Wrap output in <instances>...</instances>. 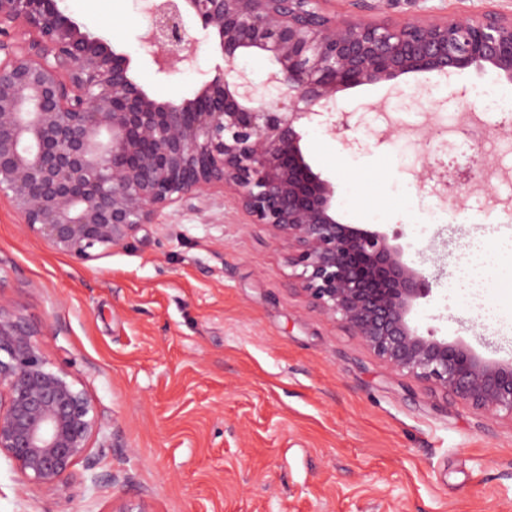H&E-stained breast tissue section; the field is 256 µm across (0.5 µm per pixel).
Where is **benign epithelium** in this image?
Instances as JSON below:
<instances>
[{
    "label": "benign epithelium",
    "mask_w": 512,
    "mask_h": 512,
    "mask_svg": "<svg viewBox=\"0 0 512 512\" xmlns=\"http://www.w3.org/2000/svg\"><path fill=\"white\" fill-rule=\"evenodd\" d=\"M61 0H0V197L23 224L79 263L124 246L164 208L232 188L255 224L292 248L310 303L391 368L485 415L512 414V361L418 332L409 319L432 293L387 234L344 224L336 185L306 160L302 129L350 128L339 93L409 74L448 80L490 70L512 83V17L338 18L327 0H146L141 35L156 71L194 66L186 18L214 35L224 65L191 98L159 100L131 59L65 15ZM272 69L259 92L237 67ZM461 185L490 166L482 140ZM98 410L72 373L0 304V455L53 496L88 459Z\"/></svg>",
    "instance_id": "benign-epithelium-1"
}]
</instances>
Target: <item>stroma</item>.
I'll return each instance as SVG.
<instances>
[{"mask_svg": "<svg viewBox=\"0 0 512 512\" xmlns=\"http://www.w3.org/2000/svg\"><path fill=\"white\" fill-rule=\"evenodd\" d=\"M89 31L127 53L151 95L191 96L221 64L216 39L194 22L193 67L157 73L140 37L142 0H64ZM340 17L404 20L512 15V0H330ZM467 71L428 105L434 74L340 93L354 148L310 125L303 146L336 186L341 222L396 237L405 262L423 270L432 295L412 310L420 333L464 340L478 354L512 360V288L488 286L471 308L461 286L463 249L487 242V262L512 254V124L478 120L495 164L487 187L465 196L464 218L427 223L429 207L454 196L420 185L426 151L447 159L460 133L457 92L495 81ZM287 240L252 223L225 192L220 204H176L141 225L126 246L75 265L29 232L0 199V299L34 330L47 360L76 378L102 415L93 468L77 464L47 497L0 456V512H112L122 499L147 512H512V416L490 418L389 367L296 289ZM114 472L126 474L110 483Z\"/></svg>", "mask_w": 512, "mask_h": 512, "instance_id": "obj_1", "label": "stroma"}]
</instances>
